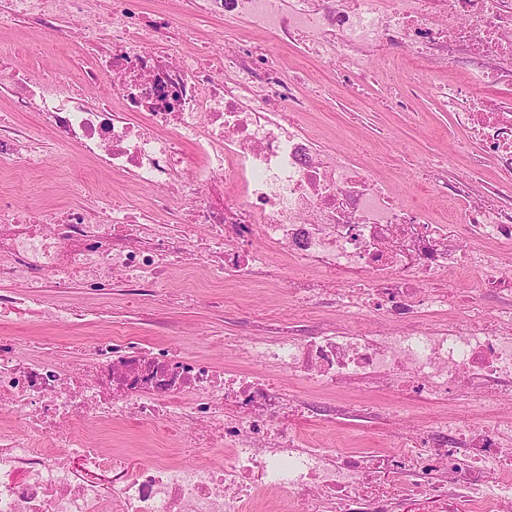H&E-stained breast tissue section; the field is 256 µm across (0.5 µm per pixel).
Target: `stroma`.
I'll return each mask as SVG.
<instances>
[{
    "mask_svg": "<svg viewBox=\"0 0 512 512\" xmlns=\"http://www.w3.org/2000/svg\"><path fill=\"white\" fill-rule=\"evenodd\" d=\"M82 37L78 31L72 42H59L20 19L0 29V44L22 47L18 64L36 75L81 66L78 43ZM273 52L297 78L300 89L315 100V109L303 117L304 125L323 140L326 148L368 161L400 198L409 200L423 195L435 216L444 221L450 213L447 200L423 184L431 162L446 161L449 169L460 176L472 173L478 165L485 180L496 178L493 164L479 161L475 149L464 141L452 113L430 94H421L412 112H398L382 104L379 96L395 71L374 67L368 77L371 92L365 95L357 87L338 83L323 63L301 57L294 49L277 45ZM0 120L21 125L26 133L39 139L43 154L42 166L35 171L0 168V197L21 204L41 201L63 207L74 202L69 188L78 183L92 200L154 208L152 190L97 172L77 148L52 141L36 113L11 112L6 99L0 97ZM267 261L271 275L261 283L218 280L190 268L178 270L167 281V288L191 290L196 294L195 300L178 304L163 302L157 295L139 296L131 291L113 294L105 300L85 294L78 287L69 289L64 299L88 310L82 335L108 328L113 335L138 342L161 338L173 348H186L205 357L220 369L244 370L249 366L248 358L227 348L224 341L242 335L247 327H254L256 334L263 336L270 326L288 325L306 318L331 326L344 321L343 312L336 307L316 305L306 310L291 307L283 285V278L290 270L287 258L272 252ZM300 396L316 406L338 396L366 406L378 401L388 404L386 413L346 422L340 429L343 436L374 448L393 436L430 430L452 413L447 405L424 397L386 391L369 393L350 385L335 392L306 388ZM112 435L132 445V459L137 463H149L167 450L162 434H147L133 418L114 427Z\"/></svg>",
    "mask_w": 512,
    "mask_h": 512,
    "instance_id": "obj_1",
    "label": "stroma"
}]
</instances>
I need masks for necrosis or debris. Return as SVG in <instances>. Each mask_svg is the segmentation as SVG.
<instances>
[{"label": "necrosis or debris", "instance_id": "4bbe7bcc", "mask_svg": "<svg viewBox=\"0 0 512 512\" xmlns=\"http://www.w3.org/2000/svg\"><path fill=\"white\" fill-rule=\"evenodd\" d=\"M92 2L0 0V26L21 18L60 36L75 5L89 55L74 76H35L0 45V92L57 143L152 189L182 235L139 209L1 199L0 321L83 326L84 309L47 292L155 291L201 252L195 228L206 224L234 279L267 278L259 241L304 270L287 280L292 303L332 302L347 318L373 312L395 326L231 340L260 365L325 391L350 384L454 403L467 389L512 401V280L498 267L512 253V106L489 93L512 88V0H180L175 15L115 0L107 16ZM201 16L223 18V51L182 52L178 24ZM269 42L300 45L343 82L394 54L410 59L408 84L446 99L504 183L476 194L469 179L444 181L439 192L456 204L448 223L425 201L397 198L367 162L303 126L311 102ZM448 70L454 85L437 83ZM474 271L483 293L508 303L476 308L460 286ZM445 310L455 320L434 322ZM82 345L89 362L70 371L25 338L0 336V512H260L269 488L281 492L277 512H512V421L493 409L478 427L452 418L425 438H397L389 454L336 434L314 447L289 425L307 403L274 382L108 330ZM129 417L150 433L175 422L176 447L229 457L132 464L98 430Z\"/></svg>", "mask_w": 512, "mask_h": 512}]
</instances>
